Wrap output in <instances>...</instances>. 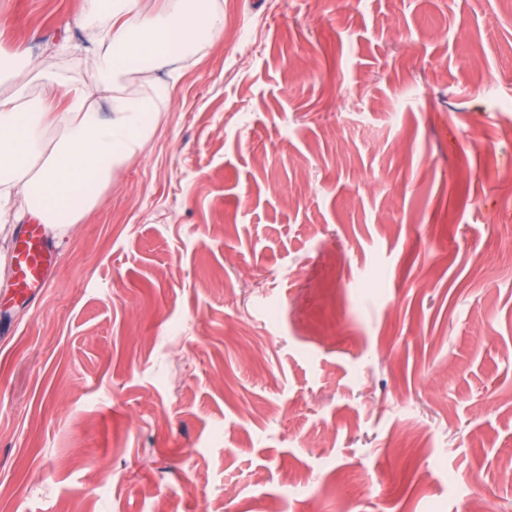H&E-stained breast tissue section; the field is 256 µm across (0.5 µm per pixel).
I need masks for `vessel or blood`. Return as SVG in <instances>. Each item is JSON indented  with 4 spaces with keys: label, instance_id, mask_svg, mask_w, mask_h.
Returning <instances> with one entry per match:
<instances>
[{
    "label": "vessel or blood",
    "instance_id": "b4317fda",
    "mask_svg": "<svg viewBox=\"0 0 512 512\" xmlns=\"http://www.w3.org/2000/svg\"><path fill=\"white\" fill-rule=\"evenodd\" d=\"M53 263L54 248L46 225H26L16 240L15 262L7 279L18 296L31 298L48 287Z\"/></svg>",
    "mask_w": 512,
    "mask_h": 512
}]
</instances>
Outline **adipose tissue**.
I'll return each instance as SVG.
<instances>
[{
    "label": "adipose tissue",
    "instance_id": "1",
    "mask_svg": "<svg viewBox=\"0 0 512 512\" xmlns=\"http://www.w3.org/2000/svg\"><path fill=\"white\" fill-rule=\"evenodd\" d=\"M80 22L92 33L89 85L0 47V212L22 198L14 222L36 217L59 238L96 207L113 168L143 149L172 102L173 84L134 74H178L223 38L224 4L165 0L149 11L142 0H84Z\"/></svg>",
    "mask_w": 512,
    "mask_h": 512
}]
</instances>
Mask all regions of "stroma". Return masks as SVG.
<instances>
[{"label": "stroma", "mask_w": 512, "mask_h": 512, "mask_svg": "<svg viewBox=\"0 0 512 512\" xmlns=\"http://www.w3.org/2000/svg\"><path fill=\"white\" fill-rule=\"evenodd\" d=\"M81 9L0 44L91 82ZM224 13L47 291L0 267V512H512V14Z\"/></svg>", "instance_id": "1"}]
</instances>
